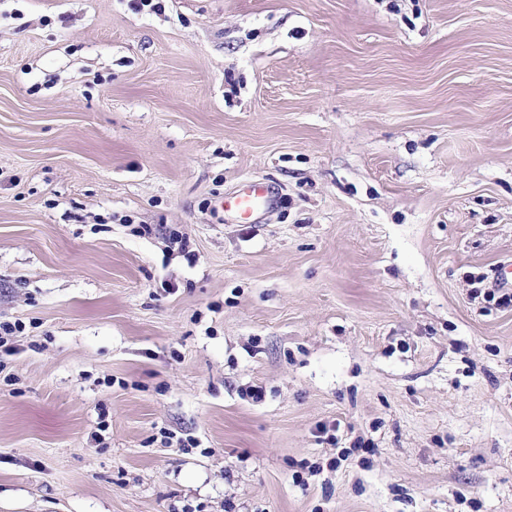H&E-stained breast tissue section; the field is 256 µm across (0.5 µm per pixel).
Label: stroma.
I'll use <instances>...</instances> for the list:
<instances>
[{
	"label": "stroma",
	"mask_w": 512,
	"mask_h": 512,
	"mask_svg": "<svg viewBox=\"0 0 512 512\" xmlns=\"http://www.w3.org/2000/svg\"><path fill=\"white\" fill-rule=\"evenodd\" d=\"M160 4L0 0V512H512V0ZM272 192L266 186H249L243 188L222 201L225 211H233L239 215L251 218L260 210L273 206Z\"/></svg>",
	"instance_id": "35a3bbf8"
}]
</instances>
